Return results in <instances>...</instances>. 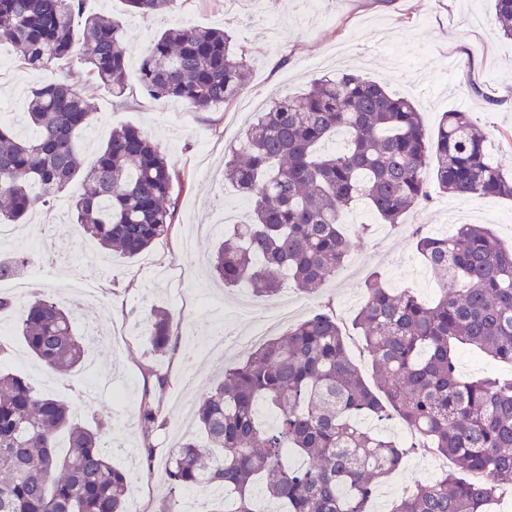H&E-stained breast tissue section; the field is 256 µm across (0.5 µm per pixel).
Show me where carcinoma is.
<instances>
[{
	"instance_id": "obj_1",
	"label": "carcinoma",
	"mask_w": 512,
	"mask_h": 512,
	"mask_svg": "<svg viewBox=\"0 0 512 512\" xmlns=\"http://www.w3.org/2000/svg\"><path fill=\"white\" fill-rule=\"evenodd\" d=\"M84 2L0 0V43L12 44L26 68L51 72L23 102L34 136L0 124V223L21 224L71 188L74 226L134 258L171 233L180 173L159 143L129 126L112 130L85 165L77 139L93 113L81 86L94 79L121 94L129 74L123 24L85 14ZM124 2L143 17L179 6ZM494 2V29L512 39V0ZM72 57L80 67L54 72ZM249 78L250 61L229 32L191 25L160 32L137 73L146 96L176 98L195 112L238 99ZM340 133L341 149L318 152ZM224 179L250 200L252 215L224 231L213 273L226 288L248 284L265 297L280 291L283 273L314 294L343 269L351 240L341 218L360 199L392 226L429 200L431 183L461 202L512 200V176L490 161L471 113H445L429 135L408 98L348 72L273 101L224 162ZM415 240L440 297L425 303L373 273L352 318L375 384L349 359L336 317L311 314L224 370L197 410L207 443L187 437L168 458L171 491L214 489L202 512H224L229 495L236 512H260L258 488L279 512H371L378 480L400 468L408 449L367 421L396 419L454 468L416 484L390 512H495L512 490V376L463 378L457 355L468 348L512 367V249L484 224H461L451 236L418 232ZM29 265L26 254L2 257L0 279ZM20 310L18 333L38 362L81 367L70 311L45 295ZM172 326L168 310H153L146 352H165ZM136 419L149 461L151 437L165 424L150 394ZM107 429L106 421L78 424L67 401L0 370V512H129Z\"/></svg>"
}]
</instances>
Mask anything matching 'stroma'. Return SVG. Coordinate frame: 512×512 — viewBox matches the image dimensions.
<instances>
[{"label":"stroma","instance_id":"1","mask_svg":"<svg viewBox=\"0 0 512 512\" xmlns=\"http://www.w3.org/2000/svg\"><path fill=\"white\" fill-rule=\"evenodd\" d=\"M87 12H105L126 28V57L137 71L153 37L182 23L223 28L236 47L249 52L252 78L240 105L194 112L177 100L155 101L129 83L132 105L116 108L112 92L85 82L82 93L94 119L80 135L85 162H92L112 129L132 126L157 140L180 172L172 197L177 220L168 239L128 259L102 255L96 240L74 234L71 224H53L50 212L36 208L25 234L0 239V252L27 253L32 265L19 280L1 279L0 296L49 295L71 310L78 336L87 339L83 366L70 374H53L30 355L17 332L5 334L11 349L5 370L31 385L53 377L56 397L74 403L76 420L94 425L108 418L112 462L130 478L135 512H162L170 498L166 462L190 434H199L194 420L200 399L218 384L226 368L245 362L253 352L245 339L272 314L287 309L288 317L271 323L270 337L289 324L321 310L350 321L364 301L366 277L381 272L387 287L414 288L425 300L435 289L416 284L424 264L414 247L415 225L435 236L454 232L450 216L491 227L504 247H512V201L482 199L466 204L432 190L427 208L407 213L378 242L381 222L372 233L347 225L354 240L356 263L340 271L317 293L304 294L283 284L271 298L256 296L247 285L228 290L215 279L208 261L224 239V217L246 221L250 205L224 179V160L256 114L284 95L302 92L325 74L353 71L413 98L424 127L434 132L443 113L472 112L489 133L492 161L512 172V41L491 28L493 0H185L175 13L144 18L128 12L124 0H86ZM480 85L483 95L468 93ZM500 98L490 107L488 97ZM80 282L99 288L98 299L81 297ZM170 311L173 339L163 355L145 352L142 325L150 309ZM232 330L242 344L221 354L205 351L215 334ZM163 374L165 387L155 389L166 423L153 437L154 454L145 459L136 412L146 371Z\"/></svg>","mask_w":512,"mask_h":512}]
</instances>
